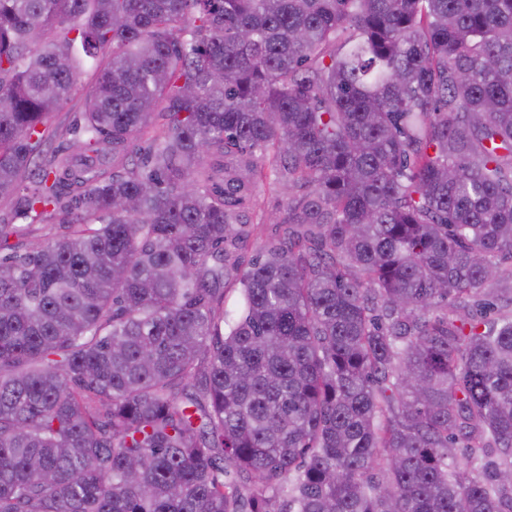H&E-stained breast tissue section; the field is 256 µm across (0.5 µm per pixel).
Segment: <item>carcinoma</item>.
<instances>
[{"label": "carcinoma", "mask_w": 512, "mask_h": 512, "mask_svg": "<svg viewBox=\"0 0 512 512\" xmlns=\"http://www.w3.org/2000/svg\"><path fill=\"white\" fill-rule=\"evenodd\" d=\"M20 190L0 512H512V0H0ZM96 79V68L88 65L77 79L75 89L67 103L55 112L49 123L50 138L43 147V156L52 152H73L79 138L75 129L76 121L82 109L85 93L91 88ZM283 201L273 185H266L259 194L258 205L251 210L250 217L255 226V232L244 245L243 252L248 256L257 254L261 246L269 240L278 239L282 230L276 224H268L266 216L282 208ZM0 220L5 224H17L29 227L33 235H44L49 232V226L53 221L49 218L41 220L34 213L25 211L17 196L0 197Z\"/></svg>", "instance_id": "1"}]
</instances>
